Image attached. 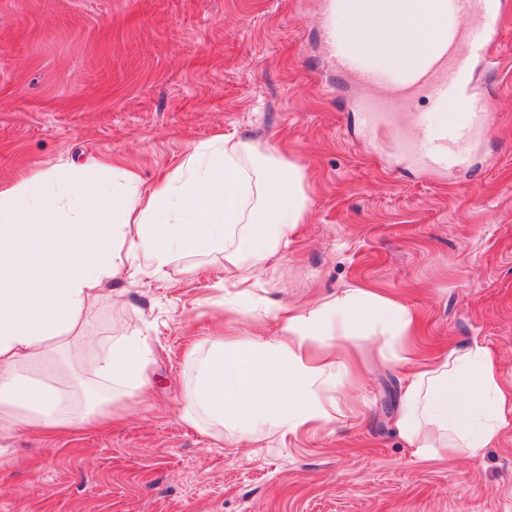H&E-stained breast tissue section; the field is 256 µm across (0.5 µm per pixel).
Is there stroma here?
<instances>
[{"label": "stroma", "instance_id": "1", "mask_svg": "<svg viewBox=\"0 0 512 512\" xmlns=\"http://www.w3.org/2000/svg\"><path fill=\"white\" fill-rule=\"evenodd\" d=\"M321 0H0V191L70 162L150 185L217 138L301 166L311 200L251 298L224 292L220 248L173 255L157 274L104 284L79 337L38 371L87 374L127 336L152 359L138 397L114 395L109 427L55 438L20 430L0 450V512H512V402L476 458L417 459L396 426L404 367L353 339L356 407L315 432L240 444L194 426L191 353L250 336L271 302L314 305L364 282L420 316L423 349L479 342L512 390V11L499 65L476 62L454 112L482 106L485 134L447 168L401 154L428 93L366 141L360 91L337 74Z\"/></svg>", "mask_w": 512, "mask_h": 512}]
</instances>
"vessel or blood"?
I'll return each instance as SVG.
<instances>
[{
  "label": "vessel or blood",
  "mask_w": 512,
  "mask_h": 512,
  "mask_svg": "<svg viewBox=\"0 0 512 512\" xmlns=\"http://www.w3.org/2000/svg\"><path fill=\"white\" fill-rule=\"evenodd\" d=\"M447 25L433 43L407 68L396 70L371 63L352 47L341 23L343 0H322L319 28L338 74L363 89L386 90L392 105L405 106L420 90L430 92L440 107L468 93L470 74L478 57L491 52L498 35L503 0H437ZM488 115H449L447 121L426 124L413 139L399 142L400 151L424 170L440 168L451 151L466 147L483 135Z\"/></svg>",
  "instance_id": "1"
}]
</instances>
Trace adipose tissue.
I'll return each mask as SVG.
<instances>
[{
	"label": "adipose tissue",
	"mask_w": 512,
	"mask_h": 512,
	"mask_svg": "<svg viewBox=\"0 0 512 512\" xmlns=\"http://www.w3.org/2000/svg\"><path fill=\"white\" fill-rule=\"evenodd\" d=\"M356 50L406 67L438 35L423 0H348L343 13ZM310 199L303 170L252 145L214 141L164 179L140 187L132 175L108 185L92 168L56 167L0 193V440L15 426L41 431L93 423L108 413L111 390L140 391L152 351L137 336L113 344L93 366L108 384L90 408L86 381L54 383L33 368L46 348L69 343L101 285L161 271L176 251L224 246V281L250 295L257 274L305 223ZM273 335L213 344L195 360L189 416L229 425L241 441L332 423L360 380L348 341L372 340L376 359L409 365L396 427L417 457L479 456L496 439L512 393L484 347L450 348L417 361L419 321L396 296L364 284L339 290L307 311L265 307Z\"/></svg>",
	"instance_id": "adipose-tissue-1"
}]
</instances>
